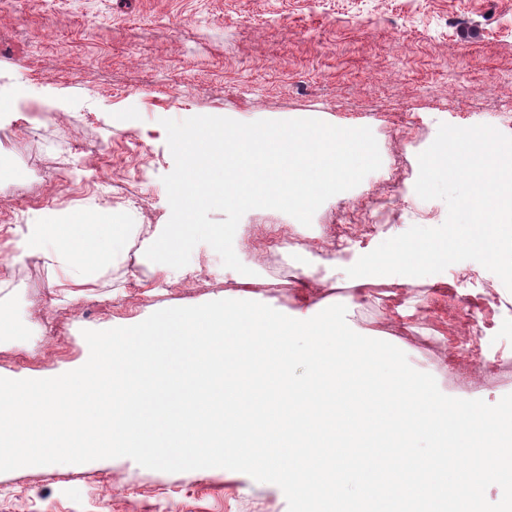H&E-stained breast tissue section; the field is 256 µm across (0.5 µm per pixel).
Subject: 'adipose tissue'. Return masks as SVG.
<instances>
[{
	"mask_svg": "<svg viewBox=\"0 0 512 512\" xmlns=\"http://www.w3.org/2000/svg\"><path fill=\"white\" fill-rule=\"evenodd\" d=\"M170 141L188 158L172 197L179 214L175 224L148 228L116 224L101 213L78 214L59 223L45 220L18 224L5 241L11 261L38 258L56 270L61 288H84L104 275L123 255L126 242H138V254L157 259L169 283L187 276L172 261L191 224L197 203L205 196V171L223 172L234 163L240 175L220 188L225 205L233 206L266 195L310 207L328 192L340 174L353 171L365 158L366 145L352 132H335L306 125L240 127L226 133L223 115L195 126L169 131Z\"/></svg>",
	"mask_w": 512,
	"mask_h": 512,
	"instance_id": "ef3b65f1",
	"label": "adipose tissue"
}]
</instances>
